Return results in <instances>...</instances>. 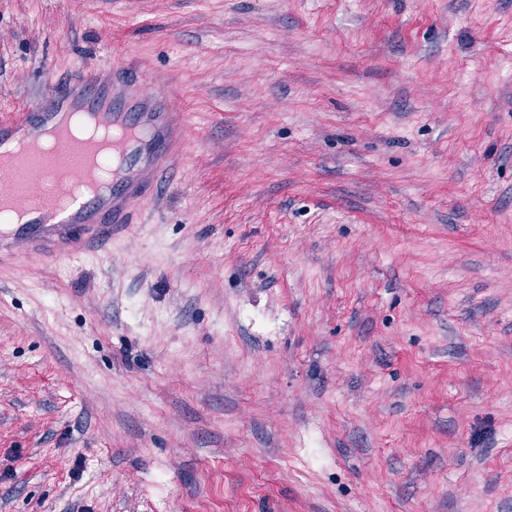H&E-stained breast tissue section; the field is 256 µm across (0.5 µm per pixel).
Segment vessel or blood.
I'll list each match as a JSON object with an SVG mask.
<instances>
[{"mask_svg":"<svg viewBox=\"0 0 512 512\" xmlns=\"http://www.w3.org/2000/svg\"><path fill=\"white\" fill-rule=\"evenodd\" d=\"M73 112L90 124L125 130L114 147L120 167L106 192L85 195L65 210L54 197L36 193V204L21 218L0 225L1 264L22 254L56 261L129 233L146 203L158 199L190 142L187 113L174 110L166 93L146 97L131 62L86 64L66 81L43 68L33 98L0 119V210H11L20 192H36L44 177L46 160L18 155V142L34 143L62 130Z\"/></svg>","mask_w":512,"mask_h":512,"instance_id":"1","label":"vessel or blood"}]
</instances>
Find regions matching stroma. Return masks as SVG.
<instances>
[{
	"label": "stroma",
	"mask_w": 512,
	"mask_h": 512,
	"mask_svg": "<svg viewBox=\"0 0 512 512\" xmlns=\"http://www.w3.org/2000/svg\"><path fill=\"white\" fill-rule=\"evenodd\" d=\"M116 57L191 145L0 267V512H512V0H0V115Z\"/></svg>",
	"instance_id": "stroma-1"
}]
</instances>
